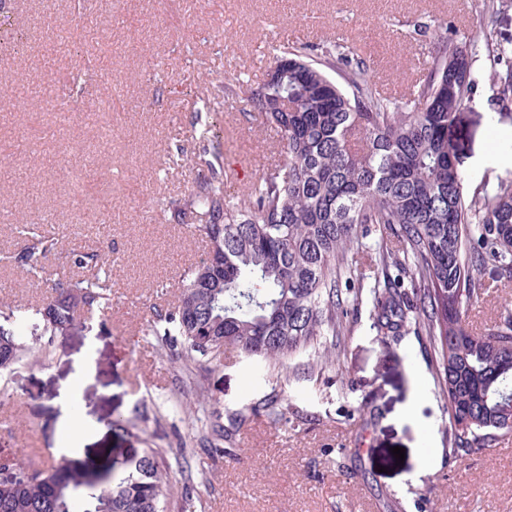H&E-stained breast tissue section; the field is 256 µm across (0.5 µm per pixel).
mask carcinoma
<instances>
[{"mask_svg":"<svg viewBox=\"0 0 512 512\" xmlns=\"http://www.w3.org/2000/svg\"><path fill=\"white\" fill-rule=\"evenodd\" d=\"M432 61L405 100L380 94L353 49L336 45L320 57L286 44L275 75L256 91L224 87L244 105L258 103L277 130L285 162L258 175L239 198L224 191V167L208 173L173 218L209 242L170 310L156 313L161 346L217 358L235 349L273 366L350 331L358 293L342 289L357 273L353 255L367 252L376 269L369 287L373 328L382 337L412 331L428 339L437 383L448 400V460L477 452L512 433V314L477 333L469 308L492 273L512 281V182L471 200L463 195L455 130L471 96V61L434 30ZM493 62L506 67L505 46ZM390 231L401 248L365 240L370 226ZM46 237L14 263L39 268ZM38 311L52 334L82 325V306L107 308L108 279L57 282ZM21 316L0 311V373L27 351ZM164 450L147 448L110 484L77 467L40 469L21 455L14 478L0 481V512H168Z\"/></svg>","mask_w":512,"mask_h":512,"instance_id":"obj_1","label":"carcinoma"}]
</instances>
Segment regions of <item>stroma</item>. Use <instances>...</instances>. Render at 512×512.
Wrapping results in <instances>:
<instances>
[{
	"mask_svg": "<svg viewBox=\"0 0 512 512\" xmlns=\"http://www.w3.org/2000/svg\"><path fill=\"white\" fill-rule=\"evenodd\" d=\"M88 22L76 0H0V79L27 90L0 103V255L25 242L27 220L57 239L44 260L54 280L85 277L84 246L112 258L110 305L84 329L45 334L37 306L51 289L0 262V305L21 307L26 362L0 377V457L24 442L56 449L62 384L87 357L80 415L95 435L73 457L106 480L147 448L166 455L169 512L191 494L204 512H512V433L481 453L449 462L448 411L434 357L413 335L381 338L360 311L345 355L307 351L285 366L233 350L189 363L162 351L148 326L174 306L185 274L208 251L172 212L192 193L198 160L217 148L220 165L257 176L283 156L274 127L243 111L227 86L259 88L284 44L312 54L355 47L378 88L409 96L426 72L423 25L443 23L479 45L475 86L456 130L465 195L483 182H512V102L501 103L512 41V0H97ZM51 87L72 109L54 111ZM111 111H101L104 101ZM111 215L109 227L89 223ZM512 311V286L491 282L469 321L477 330ZM280 399L289 418L272 424L259 404ZM381 408L379 421L363 413ZM234 428L230 453L206 457L207 478L178 465L181 443L199 446L212 424ZM364 444L366 451L350 455ZM405 450L396 459L393 447Z\"/></svg>",
	"mask_w": 512,
	"mask_h": 512,
	"instance_id": "1",
	"label": "stroma"
}]
</instances>
